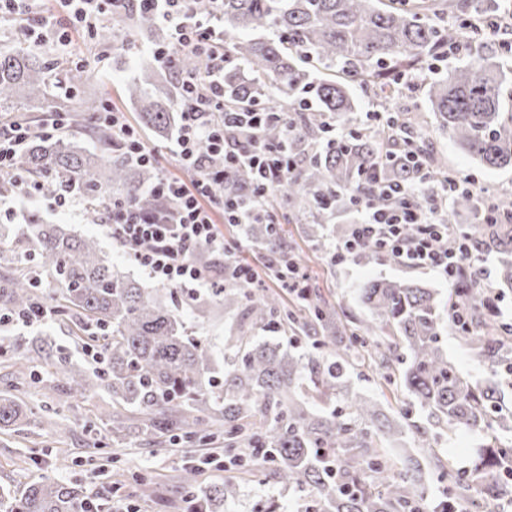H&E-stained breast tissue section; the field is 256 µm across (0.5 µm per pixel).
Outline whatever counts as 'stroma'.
<instances>
[{
    "instance_id": "35a3bbf8",
    "label": "stroma",
    "mask_w": 512,
    "mask_h": 512,
    "mask_svg": "<svg viewBox=\"0 0 512 512\" xmlns=\"http://www.w3.org/2000/svg\"><path fill=\"white\" fill-rule=\"evenodd\" d=\"M70 37L69 50L60 58L62 67L72 71L88 69L95 74L94 80L82 86V95L111 101L128 120H135V112L121 98V88L139 75L143 65L153 64L152 44L124 53L100 46L93 35L79 29L71 31ZM426 132L434 151L450 171L473 178L483 192H512V167L500 169L482 165L435 127H427ZM33 211L40 212L45 223L64 224L78 235L96 237L114 264L141 278L146 287H153V280L122 256L111 235L89 215L85 206L62 212L53 209L45 200L27 201L17 205L12 223H24L27 214ZM282 229L299 254L310 256V270L325 298L342 304L352 317L360 318L365 314L358 297V287L369 280L413 279L438 294L448 292L447 283L435 273L403 267L379 253L361 261L353 260L337 266L330 264L324 254L313 250V224L310 221L286 223ZM26 401L34 414H49L59 428L66 430L67 438L65 443H52L49 437L42 435L37 421L19 433L1 432L0 486L19 490L31 480L49 478L82 482L88 492H97L98 487L90 483L89 474L104 466L108 451L91 447L94 433L89 430L86 420L95 407H111V396L101 391L88 402L64 403L56 398L48 385L43 384L32 388ZM116 454L121 460L125 504L137 508L138 512H185L184 495L175 479L182 464L179 449L143 448L134 440L117 448ZM305 498L304 490L282 487L267 477L241 484L237 497L225 502L221 512H253L258 502L268 500L279 504L282 512H297Z\"/></svg>"
}]
</instances>
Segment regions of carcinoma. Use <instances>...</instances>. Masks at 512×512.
I'll return each instance as SVG.
<instances>
[{
    "label": "carcinoma",
    "mask_w": 512,
    "mask_h": 512,
    "mask_svg": "<svg viewBox=\"0 0 512 512\" xmlns=\"http://www.w3.org/2000/svg\"><path fill=\"white\" fill-rule=\"evenodd\" d=\"M200 12L223 13L224 104L250 109L271 101L288 113V125L266 124L263 140H288L296 170L272 193L271 218L316 224L339 203L366 194L361 181L371 169L401 183L413 180L410 152L434 182L450 176L447 165L418 134L422 125L400 119L408 86L402 75L428 70L448 58V47L463 48L470 60L429 83V112L437 128L464 152L493 168L512 166V51L484 40L498 21L497 6L478 0H193ZM454 15L458 24L445 23ZM97 41L130 51L147 36L166 42L151 14L127 8L94 30ZM91 72L63 73L21 45L0 44V113L42 108L50 88L63 80L77 84ZM381 100L378 116L363 132L336 139L357 108L353 87ZM137 120L166 140L186 111L175 70L148 71L124 87ZM100 102H83L80 121L99 150L88 151L76 137L32 139L19 160L23 180L38 183L47 196L68 188L100 214L114 199H128L145 213L158 207L146 187L158 175L136 162L112 130L98 124ZM256 186L254 173L240 167L232 183L217 190ZM475 208L460 192L440 221ZM468 232L486 251L501 255L500 281L512 286V223L473 224L448 232L442 245L456 247ZM250 237L291 256L282 230L252 224ZM0 322L48 318L64 322L94 363L73 362L63 347L46 340L0 334V363L17 367L0 392V430H21L32 415L23 400L40 375L64 380L63 394L78 401L103 387L112 411L96 409L89 423L116 443L136 437L150 447L166 443L222 444L230 464L224 484L195 495L198 512L236 496L240 483L269 470L284 487L307 491V504L321 512H455L476 491L487 502L512 498V406L501 403L498 385L478 387L448 361L441 333L454 309H465L469 330L460 336L498 380L512 387V323L490 308L491 289L478 271L448 287L440 299L415 281L371 280L359 287L367 315L351 319L341 305L310 286L308 297L288 306L266 285L217 283L187 301L194 315L222 305L239 311V333L227 339L224 369L217 371L210 342L179 311L174 288L149 290L128 277L97 239L71 234L60 224L28 222L0 226ZM279 324L290 333L291 349L258 341L255 328ZM366 363L388 385L403 388L428 426L410 427L381 412L378 404L350 394L345 381L356 363ZM465 431L481 444L468 467L450 469L436 452L452 434ZM449 481L437 502L421 483V464ZM79 484L41 479L19 495L0 491V512H97Z\"/></svg>",
    "instance_id": "1"
}]
</instances>
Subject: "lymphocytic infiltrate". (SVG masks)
<instances>
[{"label": "lymphocytic infiltrate", "mask_w": 512, "mask_h": 512, "mask_svg": "<svg viewBox=\"0 0 512 512\" xmlns=\"http://www.w3.org/2000/svg\"><path fill=\"white\" fill-rule=\"evenodd\" d=\"M35 0H0V18L23 21V32L33 44L56 38L60 46L69 40L60 33L61 21L94 30L98 21L122 8L158 16L172 29L168 46L156 48L154 59L163 66L176 65L177 55L193 52L201 61L197 73L180 76V88L189 109L180 124L173 153L191 171V181L162 170L149 192L161 204L159 212L146 214L133 204L116 200L101 219L124 258L143 270L155 282L192 295L211 288L216 279L240 286L259 281L254 267L240 259L239 242L226 240L220 223L245 226L266 218L267 195L286 179L292 169L286 145H267L263 127L281 114L265 104L250 111L224 105V43L219 35L223 22L218 14H200L189 0H55L54 11L43 14L37 24L29 18ZM100 123L112 127L128 153L143 165H157L159 154L140 133L129 125L111 102L102 103L97 114ZM246 164L255 169L259 182L243 197L217 194L215 186L230 172ZM416 184L391 183L378 174L368 182L383 206H374L370 197L355 196V219L341 241L331 243L328 256L341 265L365 249L393 257L400 265L435 272L449 283L459 282L478 247L470 234H462L455 249L443 248L448 227L439 221L436 207L449 201L457 191L470 190L466 178H449L446 185H430L424 174ZM208 251L213 268L198 265L194 255Z\"/></svg>", "instance_id": "obj_1"}]
</instances>
